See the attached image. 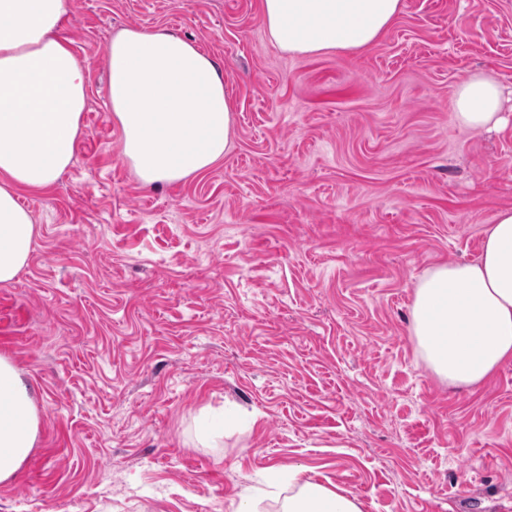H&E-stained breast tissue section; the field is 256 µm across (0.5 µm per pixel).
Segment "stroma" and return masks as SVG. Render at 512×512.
Here are the masks:
<instances>
[{
    "label": "stroma",
    "instance_id": "35a3bbf8",
    "mask_svg": "<svg viewBox=\"0 0 512 512\" xmlns=\"http://www.w3.org/2000/svg\"><path fill=\"white\" fill-rule=\"evenodd\" d=\"M260 0H70L86 67L73 164L20 203L30 259L0 283V355L40 434L0 512H229L296 468L363 512H512V361L438 379L411 334L417 281L473 261L512 208V97L474 130L452 98L512 94V0H402L358 52L292 57ZM178 32L234 95L232 147L142 186L107 107L114 32ZM224 432L197 440L201 411ZM458 122L473 129L496 126L503 105V90L495 82L482 77L470 76L463 80L453 96Z\"/></svg>",
    "mask_w": 512,
    "mask_h": 512
}]
</instances>
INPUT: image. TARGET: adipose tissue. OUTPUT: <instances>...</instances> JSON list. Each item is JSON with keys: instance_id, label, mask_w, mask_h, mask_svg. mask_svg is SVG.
I'll list each match as a JSON object with an SVG mask.
<instances>
[{"instance_id": "obj_1", "label": "adipose tissue", "mask_w": 512, "mask_h": 512, "mask_svg": "<svg viewBox=\"0 0 512 512\" xmlns=\"http://www.w3.org/2000/svg\"><path fill=\"white\" fill-rule=\"evenodd\" d=\"M401 0H262V22L284 53L356 52L375 42ZM69 0H0V283L26 266L35 224L20 191L53 186L71 165L87 105L86 73L58 27ZM109 110L121 157L142 184L176 183L222 160L233 133L231 87L211 56L166 29L124 28L108 54ZM458 122L497 125L504 95L471 76L453 96ZM411 333L426 366L454 385H476L512 361V209L501 210L471 263L430 267L415 286ZM31 388L0 356V482L34 448ZM282 512H362L355 495L296 469Z\"/></svg>"}]
</instances>
